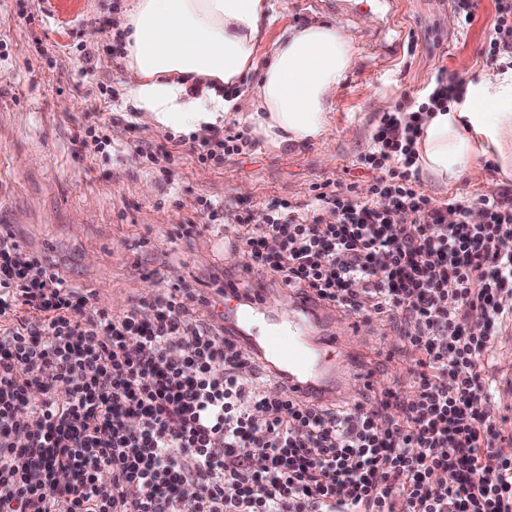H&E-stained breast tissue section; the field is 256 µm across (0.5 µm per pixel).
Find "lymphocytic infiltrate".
<instances>
[{"mask_svg": "<svg viewBox=\"0 0 512 512\" xmlns=\"http://www.w3.org/2000/svg\"><path fill=\"white\" fill-rule=\"evenodd\" d=\"M483 55L512 69V0H498ZM462 92L440 75L381 117L367 195L322 183L233 227L249 269L395 322L408 393L296 401L259 381L254 357L200 314L216 300L183 277L164 273V290L115 314L1 224L0 512H55L61 497L69 512H512V452L496 445L482 365L512 316V193L441 202L417 186L422 117ZM475 204L483 223L470 221ZM327 206L334 222L320 218ZM451 208L458 223L444 221ZM398 210L413 223L394 227ZM448 469L456 484L433 482Z\"/></svg>", "mask_w": 512, "mask_h": 512, "instance_id": "lymphocytic-infiltrate-1", "label": "lymphocytic infiltrate"}]
</instances>
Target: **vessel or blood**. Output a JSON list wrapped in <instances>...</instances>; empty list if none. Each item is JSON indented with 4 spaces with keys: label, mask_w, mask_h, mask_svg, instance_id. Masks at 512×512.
Segmentation results:
<instances>
[{
    "label": "vessel or blood",
    "mask_w": 512,
    "mask_h": 512,
    "mask_svg": "<svg viewBox=\"0 0 512 512\" xmlns=\"http://www.w3.org/2000/svg\"><path fill=\"white\" fill-rule=\"evenodd\" d=\"M224 294L232 300L224 312L226 336L241 341L298 400L338 401L348 384H378L372 341L361 321L337 326L330 305L290 291L288 315L276 319L266 309V288L241 268L225 274ZM493 381L492 398L512 416V372L495 371Z\"/></svg>",
    "instance_id": "obj_1"
}]
</instances>
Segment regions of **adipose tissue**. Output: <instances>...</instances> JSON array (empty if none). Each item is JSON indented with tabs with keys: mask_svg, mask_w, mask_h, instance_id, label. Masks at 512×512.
Returning a JSON list of instances; mask_svg holds the SVG:
<instances>
[{
	"mask_svg": "<svg viewBox=\"0 0 512 512\" xmlns=\"http://www.w3.org/2000/svg\"><path fill=\"white\" fill-rule=\"evenodd\" d=\"M274 11L272 0H135L118 22L134 108L160 133L203 137L232 115L274 149L325 139L355 40L316 20L285 29L260 61ZM255 69L257 85L231 95ZM422 130L418 165L433 180L453 181L487 156L512 174V70L468 84L447 111L426 113Z\"/></svg>",
	"mask_w": 512,
	"mask_h": 512,
	"instance_id": "obj_1",
	"label": "adipose tissue"
}]
</instances>
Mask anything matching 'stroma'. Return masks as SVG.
I'll return each mask as SVG.
<instances>
[{"mask_svg":"<svg viewBox=\"0 0 512 512\" xmlns=\"http://www.w3.org/2000/svg\"><path fill=\"white\" fill-rule=\"evenodd\" d=\"M275 3L260 51L314 18L335 21L355 39L333 130L324 141L276 151L254 141L216 167L199 162L198 138L157 133L130 103L114 20L132 0H0V40L7 42L0 58V224L116 314L163 289L154 268H176L206 292L241 261L234 238L209 231L170 244L173 227L196 221L203 199L223 201L231 222L272 202L303 203L324 182L366 192L375 174L360 157L383 113L428 90L438 71L466 83L494 71L482 51L496 0H478L469 21L439 0H407L398 16L404 38L386 60L370 47L384 24L373 0H348L346 16L324 0ZM86 125L111 138L110 156L76 143ZM144 143L165 158L139 153ZM491 181L497 192L512 191V175L482 158L450 184L419 177L418 189L437 200H470L485 196Z\"/></svg>","mask_w":512,"mask_h":512,"instance_id":"stroma-1","label":"stroma"}]
</instances>
